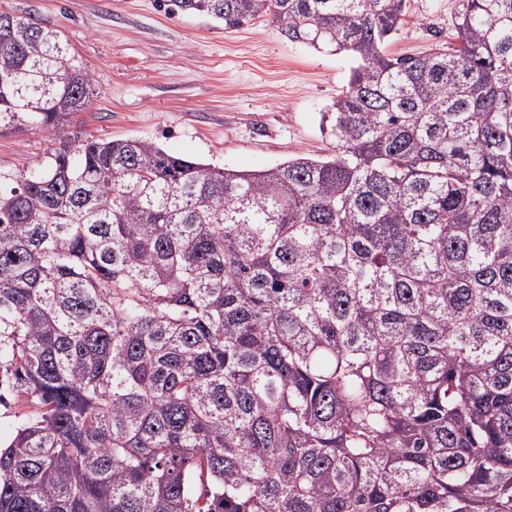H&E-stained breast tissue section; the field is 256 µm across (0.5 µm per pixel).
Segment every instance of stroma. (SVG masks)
<instances>
[{"mask_svg": "<svg viewBox=\"0 0 512 512\" xmlns=\"http://www.w3.org/2000/svg\"><path fill=\"white\" fill-rule=\"evenodd\" d=\"M59 30L92 71L96 94L73 126L93 138L139 137L217 167L257 171L331 154L322 116L352 57L288 41L270 16L238 29L165 12L160 0H0ZM455 0H409L392 55H420L448 30ZM54 143L36 129L0 134V170L37 168Z\"/></svg>", "mask_w": 512, "mask_h": 512, "instance_id": "35a3bbf8", "label": "stroma"}]
</instances>
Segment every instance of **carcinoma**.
Listing matches in <instances>:
<instances>
[{
	"mask_svg": "<svg viewBox=\"0 0 512 512\" xmlns=\"http://www.w3.org/2000/svg\"><path fill=\"white\" fill-rule=\"evenodd\" d=\"M354 58L329 156L70 129L93 74L0 10V512H512V0H163ZM455 0H409L401 31L387 49L391 55H420L429 51L437 40L429 31L441 29L447 37ZM58 145L37 129L0 134V170L13 173L37 168Z\"/></svg>",
	"mask_w": 512,
	"mask_h": 512,
	"instance_id": "carcinoma-1",
	"label": "carcinoma"
}]
</instances>
